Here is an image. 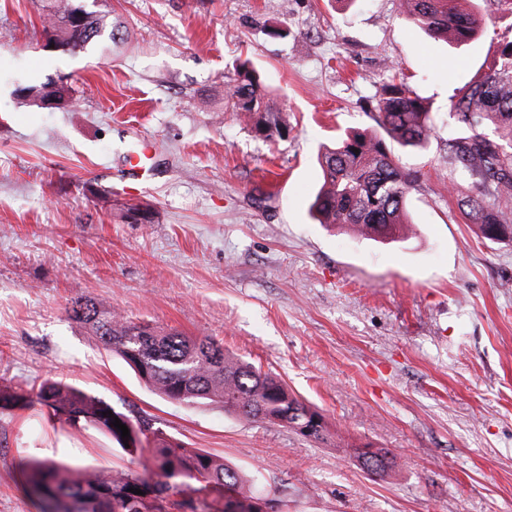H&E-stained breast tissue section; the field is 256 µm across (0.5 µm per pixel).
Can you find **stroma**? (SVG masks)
Listing matches in <instances>:
<instances>
[{"mask_svg":"<svg viewBox=\"0 0 512 512\" xmlns=\"http://www.w3.org/2000/svg\"><path fill=\"white\" fill-rule=\"evenodd\" d=\"M471 7L485 29L456 44L398 0H99L115 41L69 55L45 48L40 0H0V394L52 378L101 398L252 475L264 512H512V244L466 223L474 189L450 187L446 144L451 100L512 37V0ZM244 60L278 104L277 142L224 109ZM388 64L435 119L400 153L420 176L407 241L309 214L320 146L368 125ZM57 77L73 105L15 94ZM144 142L141 179L126 156ZM81 298L223 342L313 405L324 439L162 398L70 318ZM364 446L392 470H363ZM44 460L130 465L46 407L0 408V512H39L22 468ZM374 456L361 458L354 455L355 459L368 470L375 471L376 474H386L394 464V455L389 449L375 448Z\"/></svg>","mask_w":512,"mask_h":512,"instance_id":"stroma-1","label":"stroma"}]
</instances>
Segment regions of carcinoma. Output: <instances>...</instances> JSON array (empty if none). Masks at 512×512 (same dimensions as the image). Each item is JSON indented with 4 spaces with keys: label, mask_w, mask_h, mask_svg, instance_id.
<instances>
[{
    "label": "carcinoma",
    "mask_w": 512,
    "mask_h": 512,
    "mask_svg": "<svg viewBox=\"0 0 512 512\" xmlns=\"http://www.w3.org/2000/svg\"><path fill=\"white\" fill-rule=\"evenodd\" d=\"M85 2L44 0L43 31L55 50L74 54L113 38L106 15ZM460 2L400 0V14L428 36L459 44L476 38L484 26L483 17L459 9ZM50 86V82L25 85L19 92L37 109L44 108L46 98L55 92L65 103L72 101L69 89L53 92ZM225 111L249 118L257 115L260 135L284 137L279 113L268 103L260 75L245 63L225 96ZM367 113L375 129L346 133L318 156L322 183L312 209L321 224L348 228L364 238L386 239L414 227L406 205L419 176L399 164L397 149L424 146L434 119L393 65L387 67ZM449 118L452 184L468 182L478 190L463 201L466 218L486 240L499 243L506 236L512 238V39L451 102ZM69 313L106 351L121 357L146 385L170 401L189 406L220 403L244 418L284 424L299 433L313 418L322 417L279 377L224 351L212 338L166 332L124 318L91 299L72 302ZM37 400L53 415L110 437L131 459L147 453L152 461L141 473L120 470L107 478L91 473L74 476L50 462L29 463L24 469L25 490L36 499L39 512H56L66 500L80 504L79 512H170L186 505L175 496L185 492L194 473L203 477L205 489L236 500L242 508L263 501L245 491L249 475L205 450H188L161 433L153 446L142 448L140 422L101 399L48 379L39 387ZM116 418L127 426L130 437H121V430L112 424ZM393 458L389 449L378 448L374 456L356 460L383 475L394 464ZM135 489L143 494L133 493Z\"/></svg>",
    "instance_id": "carcinoma-1"
}]
</instances>
